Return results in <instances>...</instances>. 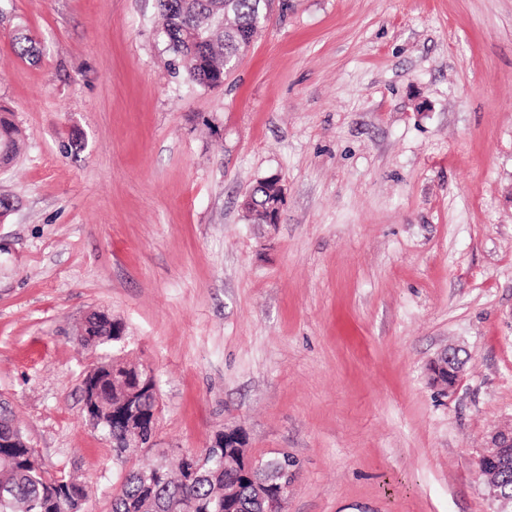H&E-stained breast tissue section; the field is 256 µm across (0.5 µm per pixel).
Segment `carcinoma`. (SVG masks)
<instances>
[{
	"instance_id": "obj_1",
	"label": "carcinoma",
	"mask_w": 512,
	"mask_h": 512,
	"mask_svg": "<svg viewBox=\"0 0 512 512\" xmlns=\"http://www.w3.org/2000/svg\"><path fill=\"white\" fill-rule=\"evenodd\" d=\"M275 0H157L159 22L169 50L187 80L201 87L224 83L251 44L258 27L273 11ZM18 129L0 117V162L11 161L18 148ZM93 346L103 352L85 376V399L97 397L93 417L109 440L116 460L131 467L112 495V512H266L259 484L276 481L288 456L260 460L247 472L237 449L212 448L207 463L190 471L184 456L175 468L165 460L130 455L134 436L153 441L159 406L155 377H147L122 356L111 337V321L98 325ZM12 409L0 403V438L26 440ZM88 496L76 476H50L34 449L0 447V512H81Z\"/></svg>"
}]
</instances>
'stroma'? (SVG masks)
<instances>
[{
  "label": "stroma",
  "instance_id": "1",
  "mask_svg": "<svg viewBox=\"0 0 512 512\" xmlns=\"http://www.w3.org/2000/svg\"><path fill=\"white\" fill-rule=\"evenodd\" d=\"M0 116V399L82 512L126 471L84 411L99 310L158 381L149 457L239 428L295 460L284 512H498L478 459L512 423V0H285L211 89L155 0H0ZM272 175L279 219L252 223ZM18 129L5 117H0V147L4 145L5 152H0V162L11 161L18 148L16 136L18 135ZM255 187H261L264 190V198L256 200L253 193L245 196L242 206L259 223L274 224L277 223L278 216L283 205L284 193L277 176H270L257 182ZM463 361L458 352L444 351L434 358L428 365L427 372L433 386L444 390H453L460 378Z\"/></svg>",
  "mask_w": 512,
  "mask_h": 512
}]
</instances>
